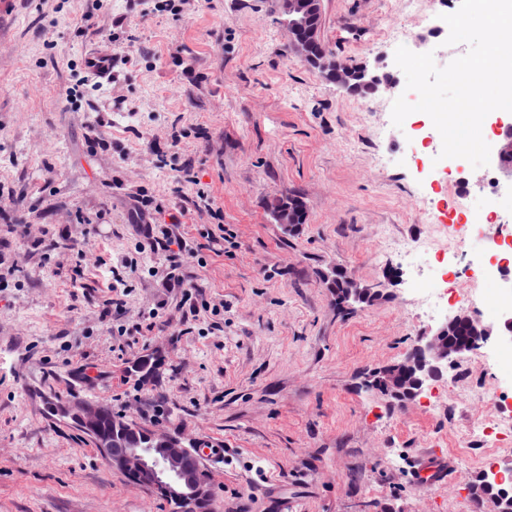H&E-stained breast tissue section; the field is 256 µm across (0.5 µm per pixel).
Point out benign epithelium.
Here are the masks:
<instances>
[{
    "instance_id": "obj_1",
    "label": "benign epithelium",
    "mask_w": 512,
    "mask_h": 512,
    "mask_svg": "<svg viewBox=\"0 0 512 512\" xmlns=\"http://www.w3.org/2000/svg\"><path fill=\"white\" fill-rule=\"evenodd\" d=\"M321 14L322 0H284L282 22L288 31L293 51L331 83L350 91L363 88L371 94L377 92L382 81L378 76L369 74L367 68L350 67L342 72L336 58L329 52L323 49L315 54L308 52V45L320 40L317 21ZM496 155L500 166L512 165V125L506 127L505 134L496 146ZM274 219L276 223L286 226L299 224L302 221L301 210L295 203L286 205L276 212ZM461 321L472 326V336L461 344L451 345L448 343V328ZM495 334L512 337V315L505 318L495 330L459 312L449 317L435 331L417 337L401 359L369 372L362 388L367 391L378 390L387 395L392 403L404 406L406 401L390 390L394 379L404 375L413 376L415 389L411 398L415 399L428 382L440 377L462 354L487 343ZM54 412L90 435L111 467L124 473L132 482L164 498L172 506L171 512H201V506L211 505L212 486L208 473L198 464L189 465L190 460L199 457L198 451L186 447L166 432L154 426L147 428L145 441L151 453L146 454L139 448L127 447L119 430L114 429L110 433L104 431L103 422L112 410L99 402L75 401L55 407ZM484 482L499 486L501 495L483 499L479 504L492 506L493 512H502L503 499L512 494V480L506 478L504 473L492 470L484 474Z\"/></svg>"
}]
</instances>
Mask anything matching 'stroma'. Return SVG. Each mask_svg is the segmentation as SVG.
<instances>
[{"mask_svg":"<svg viewBox=\"0 0 512 512\" xmlns=\"http://www.w3.org/2000/svg\"><path fill=\"white\" fill-rule=\"evenodd\" d=\"M460 3L419 0L410 18L400 0H324L336 57L391 83L360 95L294 54L277 0H0V189L27 195L21 208L0 202V512H170L52 401L94 400L228 448L204 463L216 512H265L270 495L288 512H470L485 470L512 472V447L493 455L469 436L478 417L512 418V378L491 376L495 343L403 410L357 388L444 323L418 305L420 284L467 289L482 264L475 237L420 271L395 242L447 222L448 185L462 179L470 212L491 175L512 213V176L496 163L434 171L430 117L392 123L406 79L389 30L445 66L468 50L446 42L443 17ZM100 50L114 56L105 79L85 67ZM175 131L185 173L161 162ZM200 190L223 222L196 210ZM139 193L162 205L154 223L178 216L198 248L180 269L203 289L195 317L183 318L166 262L140 249ZM292 195L306 220L287 229L267 202ZM21 224L42 246L18 237ZM338 268L369 285L396 271V299L337 310L326 276ZM145 356L161 367L144 386L133 366ZM454 388L472 404L449 403ZM433 456L445 480L417 483Z\"/></svg>","mask_w":512,"mask_h":512,"instance_id":"obj_1","label":"stroma"}]
</instances>
